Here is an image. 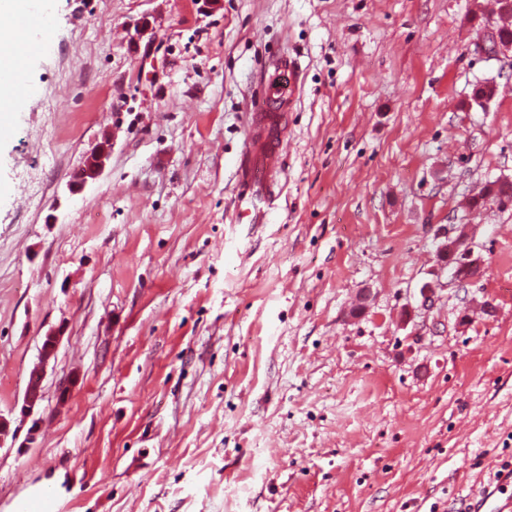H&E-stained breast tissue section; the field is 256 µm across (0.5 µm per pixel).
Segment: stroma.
<instances>
[{"instance_id":"35a3bbf8","label":"stroma","mask_w":512,"mask_h":512,"mask_svg":"<svg viewBox=\"0 0 512 512\" xmlns=\"http://www.w3.org/2000/svg\"><path fill=\"white\" fill-rule=\"evenodd\" d=\"M493 7L52 0L25 72L54 103L0 138L19 191L0 193V512L42 486L70 512H455L495 480L512 207L465 206L512 180V59L474 50ZM281 54L301 64L286 173L266 223L240 224L247 124ZM453 227L480 267L460 287L438 253ZM109 144L106 142L100 144L91 154L86 158L84 165L79 171L77 180L73 185V190L78 191L89 180L96 179L104 166V160L108 156Z\"/></svg>"}]
</instances>
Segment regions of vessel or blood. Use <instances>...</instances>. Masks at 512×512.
<instances>
[{"mask_svg": "<svg viewBox=\"0 0 512 512\" xmlns=\"http://www.w3.org/2000/svg\"><path fill=\"white\" fill-rule=\"evenodd\" d=\"M6 17L16 33L27 32L32 23L31 0H9ZM38 50L36 44L20 43L16 60L0 70V83L24 88V62ZM299 63L296 57H279L272 70L266 71L260 96L248 122L246 159L241 164L242 179L247 190L238 200V215L249 224L263 223L275 189L284 176V142L288 114L299 91ZM13 512H62L63 506L55 490L34 489L16 499ZM461 512H512V479L495 490L479 494Z\"/></svg>", "mask_w": 512, "mask_h": 512, "instance_id": "obj_1", "label": "vessel or blood"}]
</instances>
